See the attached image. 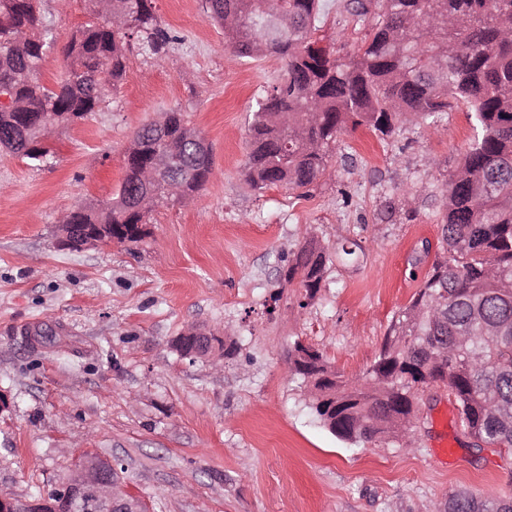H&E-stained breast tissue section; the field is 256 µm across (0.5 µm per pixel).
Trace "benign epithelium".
Listing matches in <instances>:
<instances>
[{
    "instance_id": "1",
    "label": "benign epithelium",
    "mask_w": 512,
    "mask_h": 512,
    "mask_svg": "<svg viewBox=\"0 0 512 512\" xmlns=\"http://www.w3.org/2000/svg\"><path fill=\"white\" fill-rule=\"evenodd\" d=\"M111 234L110 224L62 223L56 241L62 248L82 251ZM175 346L184 357L224 358V351L212 347L211 335L198 328L183 332ZM0 512H147V505L125 490L121 470L112 460L87 449L49 491L24 499L0 494Z\"/></svg>"
}]
</instances>
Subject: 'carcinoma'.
Instances as JSON below:
<instances>
[{"mask_svg": "<svg viewBox=\"0 0 512 512\" xmlns=\"http://www.w3.org/2000/svg\"><path fill=\"white\" fill-rule=\"evenodd\" d=\"M93 19L76 29L65 55L68 68L53 88L38 79L54 47L41 0H0V148L37 161L35 126L67 127L99 111L127 75L131 42L154 54L174 37L160 25L154 0H90ZM288 12V31L271 37L270 10ZM324 0H204V11L224 26V39L241 58L276 55L284 77L269 85L252 113L243 166L254 190L284 186L309 191L329 167L338 136L365 127L388 137L416 117L433 119L466 106L474 136L442 194L443 252L410 305L393 318L379 354L362 379L322 378V353L294 343L291 373L306 385L310 408L338 439L394 442L406 447L405 416L420 384H444L465 417L464 431L512 448V0H344L337 9L368 28L351 55L319 47L314 35ZM178 110L157 131L144 124L125 152V174L108 207H82L77 224H112L119 242L147 235L139 224L153 208L178 203L165 183L183 168L188 195L208 180L209 146ZM177 150L176 171L147 185L141 174L157 154ZM328 256L310 238L288 260L285 281L299 282L308 305L326 273ZM448 512H512V495L487 503L471 490L448 496Z\"/></svg>", "mask_w": 512, "mask_h": 512, "instance_id": "cac0c4a2", "label": "carcinoma"}]
</instances>
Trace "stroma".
I'll return each mask as SVG.
<instances>
[{
    "label": "stroma",
    "instance_id": "35a3bbf8",
    "mask_svg": "<svg viewBox=\"0 0 512 512\" xmlns=\"http://www.w3.org/2000/svg\"><path fill=\"white\" fill-rule=\"evenodd\" d=\"M155 6L175 37L164 57L132 47L119 93L53 131L40 163L0 152V493L46 492L88 448L150 512H441L461 488L511 491L512 448L473 446L447 388L420 395L405 451L336 438L288 369L297 340L345 381L372 366L421 286L423 243L440 249L437 186L472 136L466 107L384 139L346 131L310 195L257 192L242 175L248 123L281 60L236 58L202 0ZM91 9L43 0L55 39L45 85L62 78L63 48ZM173 109L213 149L195 200L150 212L142 241L59 248L66 213L110 200L135 132ZM312 237L329 261L302 307L279 271ZM190 328L235 342L236 355L182 356L173 342Z\"/></svg>",
    "mask_w": 512,
    "mask_h": 512
}]
</instances>
